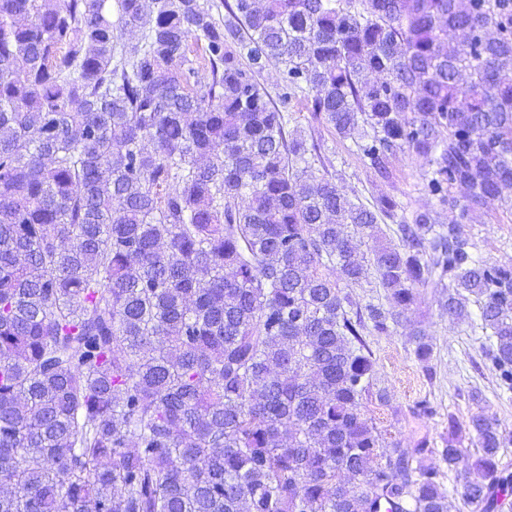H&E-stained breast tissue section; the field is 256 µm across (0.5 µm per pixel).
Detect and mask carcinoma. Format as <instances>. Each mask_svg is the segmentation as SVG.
I'll return each instance as SVG.
<instances>
[{
	"label": "carcinoma",
	"instance_id": "cac0c4a2",
	"mask_svg": "<svg viewBox=\"0 0 512 512\" xmlns=\"http://www.w3.org/2000/svg\"><path fill=\"white\" fill-rule=\"evenodd\" d=\"M224 8L0 0V512H448L427 442L411 454L363 413L366 337L430 282L449 315L477 307L512 389V263L460 230L512 218V0ZM271 63L379 176L422 159L448 222L316 172L322 144L259 80ZM370 273L384 306L340 287ZM467 427L476 459L442 460L465 506L498 512L512 436Z\"/></svg>",
	"mask_w": 512,
	"mask_h": 512
}]
</instances>
